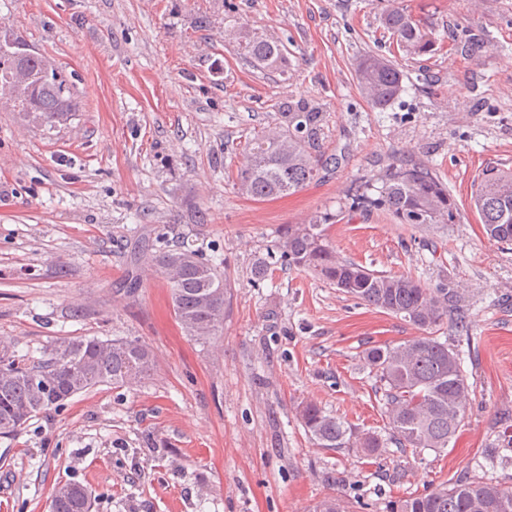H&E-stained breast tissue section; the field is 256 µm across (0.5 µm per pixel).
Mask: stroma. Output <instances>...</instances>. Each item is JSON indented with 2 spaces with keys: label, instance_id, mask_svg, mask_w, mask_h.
Segmentation results:
<instances>
[{
  "label": "stroma",
  "instance_id": "stroma-1",
  "mask_svg": "<svg viewBox=\"0 0 512 512\" xmlns=\"http://www.w3.org/2000/svg\"><path fill=\"white\" fill-rule=\"evenodd\" d=\"M396 4L424 23L429 53L383 28ZM0 27L55 64L78 103L48 133L0 109V341L31 365L67 336L137 338L157 359L140 385L96 386L0 435V512H48L67 482L92 492V512H313L330 494L389 512L463 475L512 488V250L470 208L485 168L512 169V0H0ZM482 33L492 45L472 55ZM249 36L284 45L287 74L240 58ZM366 53L404 75L383 110L355 76ZM300 101L324 113L322 149L341 165L287 197L241 195L247 140ZM410 159L447 186L455 223L400 224L360 202ZM326 212L341 257L463 290L465 327L438 336L460 353L470 401L443 451L368 458L317 447L304 427L312 402L387 434L363 354L421 334L282 261L285 228ZM181 240L229 289L205 343L140 261L145 244ZM262 263L273 274L259 282Z\"/></svg>",
  "mask_w": 512,
  "mask_h": 512
}]
</instances>
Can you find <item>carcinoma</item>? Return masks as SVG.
Returning <instances> with one entry per match:
<instances>
[{
  "label": "carcinoma",
  "mask_w": 512,
  "mask_h": 512,
  "mask_svg": "<svg viewBox=\"0 0 512 512\" xmlns=\"http://www.w3.org/2000/svg\"><path fill=\"white\" fill-rule=\"evenodd\" d=\"M381 23L410 54L432 47L425 28L407 9L387 10ZM8 31L0 33V91L4 105L21 112L40 127L55 128L77 111L69 82L46 58L28 56L29 81H13L15 59ZM242 55L256 68L286 72L283 46L263 37L240 43ZM356 79L373 107L383 109L403 91V74L391 61L376 55L362 57ZM286 129L256 134L246 143V161L237 170L238 190L247 197L270 200L296 193L340 164L342 158L321 150L324 115L298 106L280 113ZM379 196L371 200L400 224H452L457 207L448 187L425 164L402 162L381 177ZM470 205L477 212L489 240L512 245V170L487 168L475 180ZM335 216L323 213L308 224H290L280 245L288 265L311 272L367 306L400 316L423 330L444 323H460V289L441 284L430 288L408 275L369 270L339 257L326 241L322 225ZM152 266L171 288L172 308L182 328L197 340L216 335L224 322L227 288L224 275L198 250L187 245L162 249L149 256ZM363 359L382 394L388 438L358 431L325 413L317 405H302L300 414L311 437L323 448H359L372 454L392 443L400 448L441 450L461 428L469 399L459 353L436 336H420L398 345L374 347ZM155 370L151 349L138 340H101L82 336L58 339L47 359L21 366L0 347V435L20 431L37 414L61 406L69 398L103 384L132 385ZM58 512H90L92 493L69 482L52 493ZM512 504V490L464 477L451 486L393 502L390 512H503ZM313 512H344L342 500L328 495Z\"/></svg>",
  "instance_id": "carcinoma-1"
}]
</instances>
